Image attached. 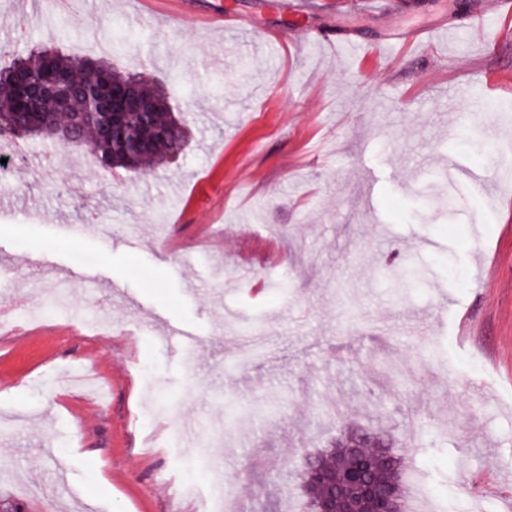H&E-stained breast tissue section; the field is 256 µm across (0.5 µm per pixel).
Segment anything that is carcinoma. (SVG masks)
I'll return each instance as SVG.
<instances>
[{
  "label": "carcinoma",
  "mask_w": 512,
  "mask_h": 512,
  "mask_svg": "<svg viewBox=\"0 0 512 512\" xmlns=\"http://www.w3.org/2000/svg\"><path fill=\"white\" fill-rule=\"evenodd\" d=\"M12 62L0 66V137H42L66 146L87 148L94 153L100 169L111 172L145 171L183 153L185 140L172 116L167 97L153 82L138 73L116 71L98 60L88 61L52 53L32 45L12 52ZM63 80L71 87L65 103L43 91V84ZM135 82L139 94L152 101L154 112H125L112 122V114L90 119L82 92L101 87L112 95V87ZM56 124L69 139L52 137L43 131ZM364 457L383 473L392 495L371 505L373 512H406L400 473L405 459L391 449H371V438L354 435L332 448L304 459V488L311 512L332 506L335 489L348 481L349 468Z\"/></svg>",
  "instance_id": "carcinoma-1"
}]
</instances>
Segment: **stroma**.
<instances>
[{
    "label": "stroma",
    "mask_w": 512,
    "mask_h": 512,
    "mask_svg": "<svg viewBox=\"0 0 512 512\" xmlns=\"http://www.w3.org/2000/svg\"><path fill=\"white\" fill-rule=\"evenodd\" d=\"M491 2L312 0L298 17L189 0L174 24V0H151L147 27L132 0H74L52 27L0 0V48L39 39L147 73L186 141L154 171L111 175L31 138L0 185V297L35 312L65 292L74 313L113 325L90 337L63 315L0 334L1 498L31 512H197L222 494L239 512H280L303 453L369 431L442 512H512L472 497L512 483V118L490 155L482 132L448 145L449 87L482 105L496 96L487 78L512 77V16ZM219 8L223 28L199 25ZM419 28L433 46L382 64L350 50ZM306 32L342 46L324 56ZM451 153L491 196L449 178ZM83 263L94 283L67 280ZM419 317L424 341L403 332ZM167 321L197 334L194 373ZM214 432L221 444L199 447ZM19 473L34 493L18 494Z\"/></svg>",
    "instance_id": "1"
}]
</instances>
